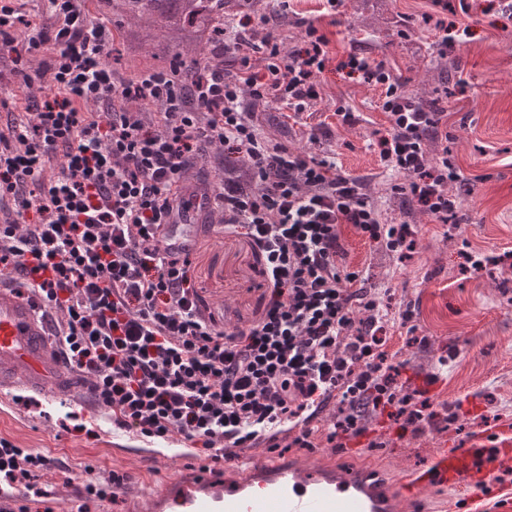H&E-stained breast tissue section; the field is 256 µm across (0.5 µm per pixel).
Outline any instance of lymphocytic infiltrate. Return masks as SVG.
Listing matches in <instances>:
<instances>
[{
	"mask_svg": "<svg viewBox=\"0 0 512 512\" xmlns=\"http://www.w3.org/2000/svg\"><path fill=\"white\" fill-rule=\"evenodd\" d=\"M42 9L53 25L11 0L0 6V48L52 61L51 87L0 125V270L26 276L59 353L89 376L113 424L148 442L182 437L194 457L217 463L238 448H277L283 434L312 447L313 423L334 399L347 407L337 437L363 435L366 413L381 406L417 432L434 420L430 400L404 392L387 362L376 293L340 264L343 226L403 257L415 231L383 223L361 180L334 161L262 138L241 106L246 91L297 115L311 108L329 60L319 27L304 22L303 46L291 53L276 33L251 43L234 30L223 49L236 70L201 66L188 87L177 67L118 76L107 62L110 30L85 0H43ZM455 11L453 0H431L421 17L438 55L469 36L449 21ZM339 66L383 90L390 127L379 157L405 177L393 193L448 223L460 170L448 153L425 149L443 112L420 108L359 53ZM215 145L241 173L216 167L205 197L225 232L248 239L269 291L265 311L230 331L195 288L189 255L160 246L185 206L182 174L207 165ZM53 464L0 438V492L35 491Z\"/></svg>",
	"mask_w": 512,
	"mask_h": 512,
	"instance_id": "1",
	"label": "lymphocytic infiltrate"
}]
</instances>
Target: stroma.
<instances>
[{
  "label": "stroma",
  "instance_id": "1",
  "mask_svg": "<svg viewBox=\"0 0 512 512\" xmlns=\"http://www.w3.org/2000/svg\"><path fill=\"white\" fill-rule=\"evenodd\" d=\"M467 3L469 12L456 19L469 25L473 36L444 57L430 51L435 33L419 23L429 0H395V10L415 21L410 42L423 47L417 54L376 17L357 13L355 0H345L335 23L323 17L320 0H292L288 12L267 11L265 23L252 31L256 40L265 30L275 31L290 52L301 45V21L321 23L330 54L319 98L309 112L288 118V145L334 159L363 180L385 222H404L418 232L416 250L406 258L371 245L352 228L343 236L345 264L362 272L367 287L379 289L391 315L413 309L418 335L429 339L425 346L410 344L400 327L388 329L386 351L400 367V384L409 392H425L435 410L459 416L449 425L439 416L425 431L402 435L387 413L369 411L365 434L346 439L345 446L354 450L358 467L390 479L423 463L447 440L461 442L487 427L512 424V268L476 274L462 269L459 258L466 245L474 251L512 248V15L497 0ZM352 49L372 64H384L409 93L425 94L447 113V138L429 139L427 148L434 154L448 148L463 175L451 187L459 200L457 224L436 223L416 203L390 193L396 177L376 148L389 129L378 107L381 89L337 67ZM20 69L42 72V85L50 83L42 59L17 63L10 54L0 55V97L12 112L28 104V90L16 75ZM343 109L355 114L354 125L342 123ZM319 123L327 134L310 142L309 129ZM219 220L206 208L196 215L203 229L192 256L193 275L204 301L231 329L259 316L269 294L251 244L224 233ZM442 357L448 360L443 367ZM60 403L57 396L35 397L27 409L0 403V438L62 461V468L43 472L38 481L55 512H66L87 481L114 471L129 473L130 482L116 501L91 502V512H126L129 500L149 487L155 473L172 476L181 470L179 460L157 463L134 455L142 441L133 435L126 438L129 453H113L107 410L91 414L74 398L68 408Z\"/></svg>",
  "mask_w": 512,
  "mask_h": 512
}]
</instances>
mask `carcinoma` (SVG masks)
<instances>
[{
	"mask_svg": "<svg viewBox=\"0 0 512 512\" xmlns=\"http://www.w3.org/2000/svg\"><path fill=\"white\" fill-rule=\"evenodd\" d=\"M97 13L112 21L129 60L143 69L181 64L186 53L219 42L225 13L250 10L249 0H95ZM356 9L401 17L390 0H356Z\"/></svg>",
	"mask_w": 512,
	"mask_h": 512,
	"instance_id": "carcinoma-1",
	"label": "carcinoma"
}]
</instances>
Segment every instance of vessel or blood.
<instances>
[{
  "mask_svg": "<svg viewBox=\"0 0 512 512\" xmlns=\"http://www.w3.org/2000/svg\"><path fill=\"white\" fill-rule=\"evenodd\" d=\"M193 224L172 226L170 251H190ZM89 396L87 384L57 355L40 299L0 276V390ZM449 492L446 512H512V428L493 427L465 444L445 443L396 488L351 467L346 455L323 459L267 451L211 467L195 463L137 497L131 512H429L425 493Z\"/></svg>",
  "mask_w": 512,
  "mask_h": 512,
  "instance_id": "1",
  "label": "vessel or blood"
}]
</instances>
